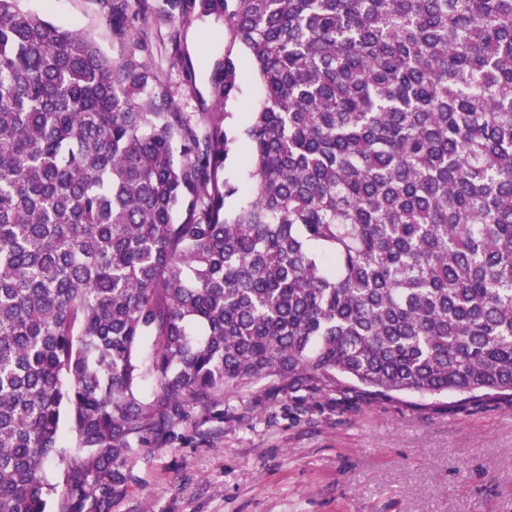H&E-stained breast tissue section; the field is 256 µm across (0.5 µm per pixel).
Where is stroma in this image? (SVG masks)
<instances>
[{
	"mask_svg": "<svg viewBox=\"0 0 512 512\" xmlns=\"http://www.w3.org/2000/svg\"><path fill=\"white\" fill-rule=\"evenodd\" d=\"M145 13L146 60L184 112H216L204 55L223 21ZM25 10L87 32L114 57L112 0H22ZM177 437L135 459L112 512H512V405L424 406L419 396L338 404L279 381L186 406Z\"/></svg>",
	"mask_w": 512,
	"mask_h": 512,
	"instance_id": "1",
	"label": "stroma"
}]
</instances>
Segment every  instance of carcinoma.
<instances>
[{
    "instance_id": "cac0c4a2",
    "label": "carcinoma",
    "mask_w": 512,
    "mask_h": 512,
    "mask_svg": "<svg viewBox=\"0 0 512 512\" xmlns=\"http://www.w3.org/2000/svg\"><path fill=\"white\" fill-rule=\"evenodd\" d=\"M0 0V512H112L184 406L288 389L512 403V0H168L224 20L182 112ZM242 155L251 198L226 165ZM155 390L146 395V382ZM67 419L73 441L62 431ZM240 86L242 94L238 102L234 105H228L226 110L234 112L236 123L243 122L245 114L251 112V104H257L262 97V87L260 79L253 67H245L240 73ZM229 106H232L228 108Z\"/></svg>"
}]
</instances>
